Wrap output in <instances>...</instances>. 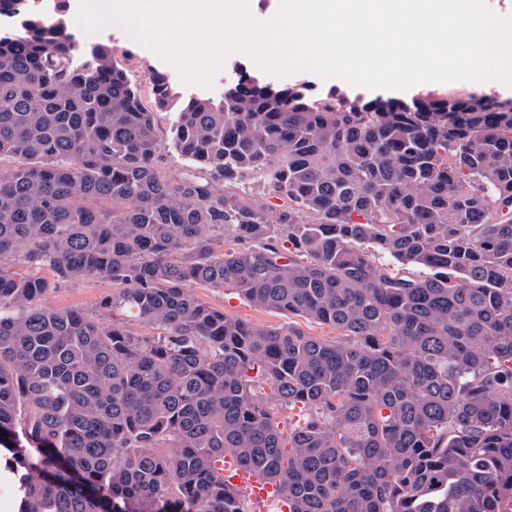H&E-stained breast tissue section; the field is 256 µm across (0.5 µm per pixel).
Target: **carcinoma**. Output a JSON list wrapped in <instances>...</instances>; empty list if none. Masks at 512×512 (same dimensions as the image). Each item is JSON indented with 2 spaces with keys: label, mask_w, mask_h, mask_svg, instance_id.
Listing matches in <instances>:
<instances>
[{
  "label": "carcinoma",
  "mask_w": 512,
  "mask_h": 512,
  "mask_svg": "<svg viewBox=\"0 0 512 512\" xmlns=\"http://www.w3.org/2000/svg\"><path fill=\"white\" fill-rule=\"evenodd\" d=\"M14 2L0 474L15 512H250L227 457L280 484L289 512H509L512 99L362 100L242 72L217 101L156 71L147 104L65 0ZM92 280L116 287L95 316L45 303ZM194 285L290 322L255 326Z\"/></svg>",
  "instance_id": "cac0c4a2"
}]
</instances>
